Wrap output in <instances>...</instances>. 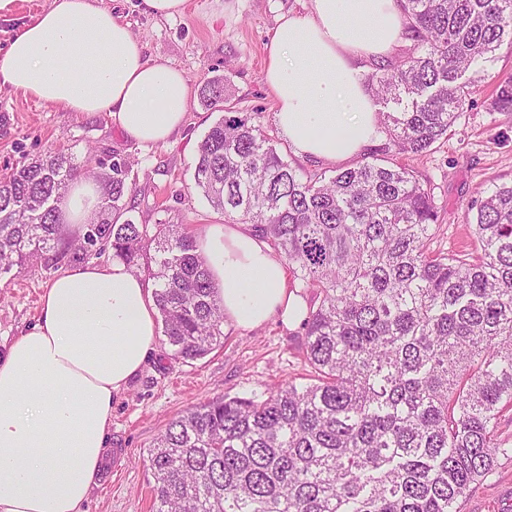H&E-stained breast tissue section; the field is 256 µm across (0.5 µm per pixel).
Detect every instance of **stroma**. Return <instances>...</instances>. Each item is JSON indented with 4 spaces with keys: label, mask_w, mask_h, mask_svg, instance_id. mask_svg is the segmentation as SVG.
I'll return each mask as SVG.
<instances>
[{
    "label": "stroma",
    "mask_w": 512,
    "mask_h": 512,
    "mask_svg": "<svg viewBox=\"0 0 512 512\" xmlns=\"http://www.w3.org/2000/svg\"><path fill=\"white\" fill-rule=\"evenodd\" d=\"M104 3L129 24L146 56L169 59L196 88L227 77L236 111L279 136L263 70L279 18L302 10L305 0H186L182 13L171 18L148 13L142 0ZM467 76L472 101L448 137L424 155L402 159L448 212L432 243L436 250L457 252L472 245L477 202L512 182V114L488 109L498 82L512 76V49L480 59ZM221 116L191 101L183 127L167 144L143 147L125 139L109 113L67 112L4 89L0 169L49 150L72 154L79 164L90 154L127 156L137 186L131 200L137 221L185 224L199 232L224 221L193 180L197 146ZM69 266L65 260L0 275V351L36 323L44 288ZM304 337L302 324L284 323L277 314L255 328L228 322L222 346L184 362L170 359L165 336H157L141 373L112 403L110 445L118 453L100 473L86 512H152L154 479L147 455L167 423L213 397L260 395L301 377L307 370ZM460 510L512 512V458L499 459L493 474L463 498Z\"/></svg>",
    "instance_id": "1"
}]
</instances>
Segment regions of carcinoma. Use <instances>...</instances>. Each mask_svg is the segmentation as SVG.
Returning <instances> with one entry per match:
<instances>
[{
    "label": "carcinoma",
    "mask_w": 512,
    "mask_h": 512,
    "mask_svg": "<svg viewBox=\"0 0 512 512\" xmlns=\"http://www.w3.org/2000/svg\"><path fill=\"white\" fill-rule=\"evenodd\" d=\"M407 56L365 78L387 142L381 157L303 176L249 118L228 79L200 89L226 116L199 142L194 185L231 223L249 224L314 288L309 381L213 398L171 420L148 452L155 512H459L512 448V185L480 200L476 252L430 249L446 212L395 160L430 151L469 105L459 76L512 48V0H400ZM512 112V78L490 101ZM101 186L87 224L63 233L81 166L48 151L0 174V274L112 257L136 271L147 252L171 356L197 360L224 339L208 262L183 224H139L132 161L87 158Z\"/></svg>",
    "instance_id": "obj_1"
}]
</instances>
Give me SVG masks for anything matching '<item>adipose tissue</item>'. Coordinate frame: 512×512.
<instances>
[{"label":"adipose tissue","mask_w":512,"mask_h":512,"mask_svg":"<svg viewBox=\"0 0 512 512\" xmlns=\"http://www.w3.org/2000/svg\"><path fill=\"white\" fill-rule=\"evenodd\" d=\"M403 32L400 0H308L281 17L264 80L275 120L299 153L355 157L379 135L361 64L390 56ZM70 112H106L130 140L165 143L194 89L160 57L147 58L103 0H49L0 51V89ZM91 180L66 196L67 231L91 216ZM225 317L254 328L299 316L283 262L251 225L215 224L199 237ZM151 288L120 260L56 276L40 317L0 352V512H83L107 464L112 399L155 348Z\"/></svg>","instance_id":"obj_1"}]
</instances>
